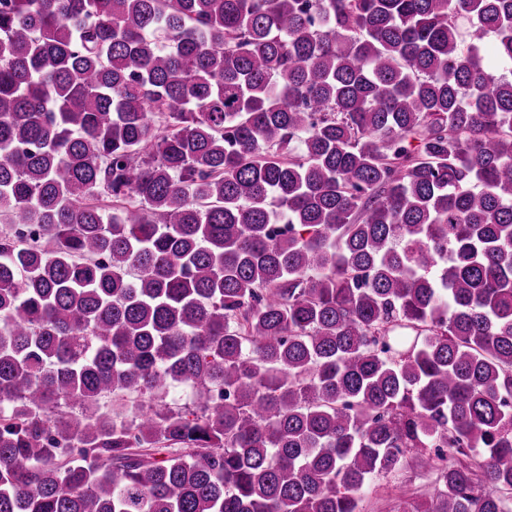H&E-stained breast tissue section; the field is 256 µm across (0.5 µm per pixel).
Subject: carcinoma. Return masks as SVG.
Wrapping results in <instances>:
<instances>
[{
  "label": "carcinoma",
  "instance_id": "cac0c4a2",
  "mask_svg": "<svg viewBox=\"0 0 512 512\" xmlns=\"http://www.w3.org/2000/svg\"><path fill=\"white\" fill-rule=\"evenodd\" d=\"M410 453L512 512V0H0V512H363Z\"/></svg>",
  "mask_w": 512,
  "mask_h": 512
}]
</instances>
